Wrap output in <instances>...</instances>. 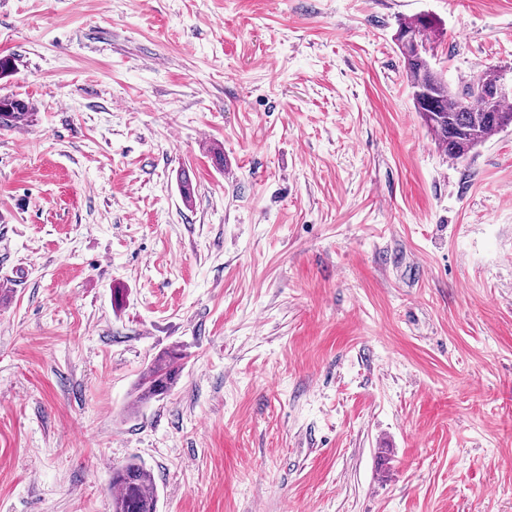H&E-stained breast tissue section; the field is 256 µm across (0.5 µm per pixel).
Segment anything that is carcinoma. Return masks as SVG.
Here are the masks:
<instances>
[{
    "mask_svg": "<svg viewBox=\"0 0 512 512\" xmlns=\"http://www.w3.org/2000/svg\"><path fill=\"white\" fill-rule=\"evenodd\" d=\"M442 35L425 14L399 20L395 34L412 89L414 106L424 125L451 160L467 157L477 146L512 122V104L502 99L496 111H485L478 85H492L503 72L488 67L453 90L431 63L432 44ZM35 121L32 104L16 96H0V130L25 128ZM183 354L173 347L156 356L143 372L136 402L168 393L179 375ZM109 487L112 512H157L158 494L150 472L131 459L112 468Z\"/></svg>",
    "mask_w": 512,
    "mask_h": 512,
    "instance_id": "obj_1",
    "label": "carcinoma"
}]
</instances>
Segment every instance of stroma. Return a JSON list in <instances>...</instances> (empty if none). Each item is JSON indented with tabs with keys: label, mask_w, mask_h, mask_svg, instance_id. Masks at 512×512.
<instances>
[{
	"label": "stroma",
	"mask_w": 512,
	"mask_h": 512,
	"mask_svg": "<svg viewBox=\"0 0 512 512\" xmlns=\"http://www.w3.org/2000/svg\"><path fill=\"white\" fill-rule=\"evenodd\" d=\"M419 14L512 72V0H0V512H512V127L438 148ZM32 104L16 96H0V130L31 126L36 120ZM183 354L173 347L156 356L143 372L140 395L136 403L148 402L154 397L168 393L179 375ZM109 487L112 512H157L158 494L152 476L135 459L112 468Z\"/></svg>",
	"instance_id": "obj_1"
}]
</instances>
